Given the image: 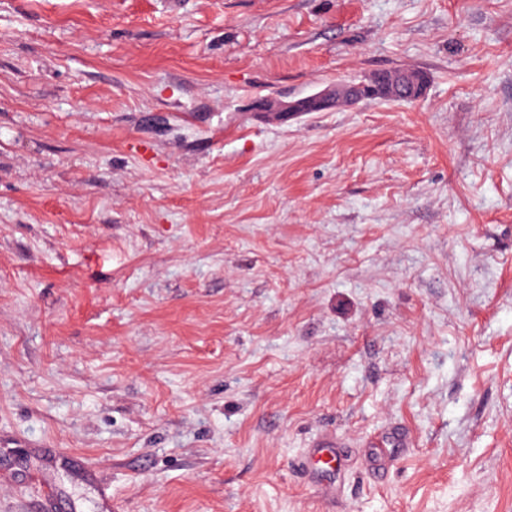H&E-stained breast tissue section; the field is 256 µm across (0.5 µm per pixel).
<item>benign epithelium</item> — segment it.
Here are the masks:
<instances>
[{"instance_id": "7a95c632", "label": "benign epithelium", "mask_w": 512, "mask_h": 512, "mask_svg": "<svg viewBox=\"0 0 512 512\" xmlns=\"http://www.w3.org/2000/svg\"><path fill=\"white\" fill-rule=\"evenodd\" d=\"M426 89L427 79L424 74L412 70L400 75L398 83L389 90L385 89L377 76L359 83L338 80L307 97L281 102L278 107L290 112H320L342 105L348 107L357 104L379 95L384 90L394 99L416 100L425 94Z\"/></svg>"}]
</instances>
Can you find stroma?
I'll return each mask as SVG.
<instances>
[{"instance_id":"35a3bbf8","label":"stroma","mask_w":512,"mask_h":512,"mask_svg":"<svg viewBox=\"0 0 512 512\" xmlns=\"http://www.w3.org/2000/svg\"><path fill=\"white\" fill-rule=\"evenodd\" d=\"M106 494L512 512V0H0V512ZM399 70L387 71L378 74L383 84H390L395 79ZM376 76L368 80L354 83L345 80H336L324 89L296 100L281 102L278 107L288 109V112H320L334 107L345 105L346 107L359 103L362 100L378 96L385 91L381 79ZM377 98H383L378 96ZM384 99V98H383ZM427 89V79L418 70L407 71L400 75L394 88L386 91L389 97L401 100H416L421 98ZM336 442L322 441L317 444L316 448H311L308 456L302 461V466L308 473H314L321 477L322 493L327 498H332L336 495V488L334 486V478L336 470L340 469L342 459L336 455ZM315 462H318L321 474L318 473L314 467Z\"/></svg>"}]
</instances>
